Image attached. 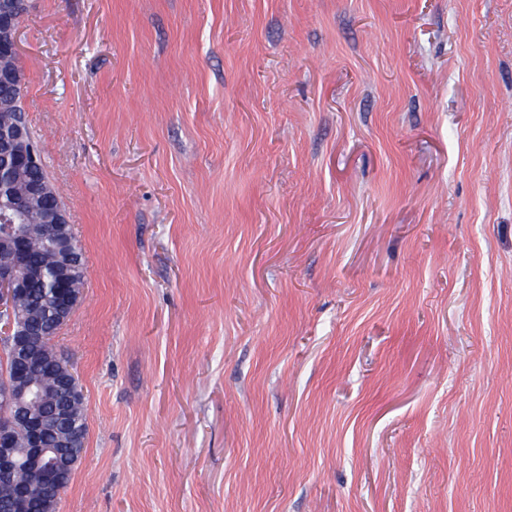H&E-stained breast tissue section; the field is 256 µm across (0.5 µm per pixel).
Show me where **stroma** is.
<instances>
[{
  "label": "stroma",
  "mask_w": 512,
  "mask_h": 512,
  "mask_svg": "<svg viewBox=\"0 0 512 512\" xmlns=\"http://www.w3.org/2000/svg\"><path fill=\"white\" fill-rule=\"evenodd\" d=\"M30 4L58 512H512V0ZM70 418L76 427L81 429V434L75 440L73 448H77L79 456H83L86 450L88 436L87 413L84 405L83 395L81 399L74 401L70 405Z\"/></svg>",
  "instance_id": "stroma-1"
}]
</instances>
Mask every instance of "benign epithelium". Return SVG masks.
Listing matches in <instances>:
<instances>
[{
    "mask_svg": "<svg viewBox=\"0 0 512 512\" xmlns=\"http://www.w3.org/2000/svg\"><path fill=\"white\" fill-rule=\"evenodd\" d=\"M26 0H0V54L14 59V66L0 70V85L11 88L19 97L26 92L25 74L19 63L17 33L26 11ZM40 162V153L33 142L28 122L16 118L10 124L0 123V215L10 220L12 226L0 233V247L16 254L15 263L0 266V336L7 339L9 354L15 365L0 377V483H12L21 467H26L39 477L40 484L56 493H61L70 483L73 472L62 468L60 458L63 446L53 448L47 440L48 426L44 419L34 417L29 406L41 399L40 392L27 381L24 364L36 358L29 348V340L40 332L33 328H22L16 324L13 297L24 291L36 273L25 266L26 237L16 229L24 209L22 202L7 194V182L12 169L31 167ZM46 224L52 236L65 250V262L57 288L52 316L63 327L79 300L75 299L77 278L76 266L72 262L74 237L69 224L67 209L60 205L49 212ZM23 431L28 439V455L20 460L13 448L17 432ZM32 486L21 485L14 498L0 503V512H29L28 504Z\"/></svg>",
    "mask_w": 512,
    "mask_h": 512,
    "instance_id": "1",
    "label": "benign epithelium"
}]
</instances>
